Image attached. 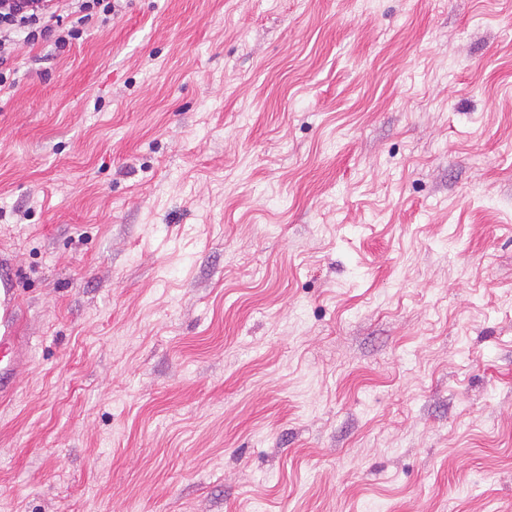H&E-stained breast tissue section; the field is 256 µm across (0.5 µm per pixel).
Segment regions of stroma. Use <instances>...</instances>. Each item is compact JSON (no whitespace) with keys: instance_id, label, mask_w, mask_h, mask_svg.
Listing matches in <instances>:
<instances>
[{"instance_id":"1","label":"stroma","mask_w":512,"mask_h":512,"mask_svg":"<svg viewBox=\"0 0 512 512\" xmlns=\"http://www.w3.org/2000/svg\"><path fill=\"white\" fill-rule=\"evenodd\" d=\"M12 53L0 512H512V0H117ZM21 311L16 270L0 261V398L10 397L30 362V346L21 336Z\"/></svg>"}]
</instances>
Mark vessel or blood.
<instances>
[{
    "instance_id": "vessel-or-blood-1",
    "label": "vessel or blood",
    "mask_w": 512,
    "mask_h": 512,
    "mask_svg": "<svg viewBox=\"0 0 512 512\" xmlns=\"http://www.w3.org/2000/svg\"><path fill=\"white\" fill-rule=\"evenodd\" d=\"M16 270L0 266V398L10 397L30 362V346L21 334Z\"/></svg>"
}]
</instances>
